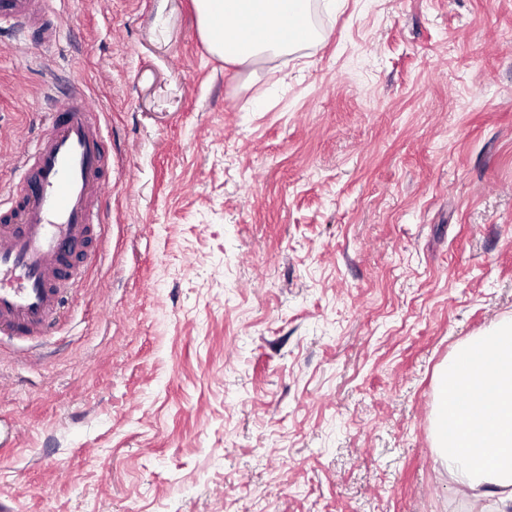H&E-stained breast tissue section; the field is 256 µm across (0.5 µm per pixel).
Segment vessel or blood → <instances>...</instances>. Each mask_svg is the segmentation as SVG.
<instances>
[{"label":"vessel or blood","instance_id":"b4317fda","mask_svg":"<svg viewBox=\"0 0 512 512\" xmlns=\"http://www.w3.org/2000/svg\"><path fill=\"white\" fill-rule=\"evenodd\" d=\"M48 0H0V17L36 23ZM81 85L52 108L50 128L15 161L20 183L0 188V331L25 339L51 326L75 259L106 222L111 168L98 113Z\"/></svg>","mask_w":512,"mask_h":512}]
</instances>
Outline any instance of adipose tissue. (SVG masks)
<instances>
[{
  "label": "adipose tissue",
  "mask_w": 512,
  "mask_h": 512,
  "mask_svg": "<svg viewBox=\"0 0 512 512\" xmlns=\"http://www.w3.org/2000/svg\"><path fill=\"white\" fill-rule=\"evenodd\" d=\"M208 50L245 65L293 53L319 34L311 0H193ZM433 445L458 492L512 512V319L459 346L437 372Z\"/></svg>",
  "instance_id": "ef3b65f1"
}]
</instances>
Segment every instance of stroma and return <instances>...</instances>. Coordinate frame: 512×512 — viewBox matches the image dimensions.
Instances as JSON below:
<instances>
[{
  "label": "stroma",
  "instance_id": "35a3bbf8",
  "mask_svg": "<svg viewBox=\"0 0 512 512\" xmlns=\"http://www.w3.org/2000/svg\"><path fill=\"white\" fill-rule=\"evenodd\" d=\"M255 68L192 0L0 19V184L83 84L108 222L45 343L0 338L12 512H478L435 371L512 317V0H313Z\"/></svg>",
  "mask_w": 512,
  "mask_h": 512
}]
</instances>
